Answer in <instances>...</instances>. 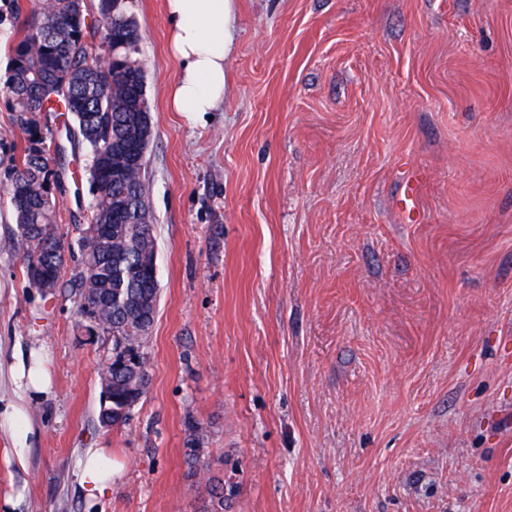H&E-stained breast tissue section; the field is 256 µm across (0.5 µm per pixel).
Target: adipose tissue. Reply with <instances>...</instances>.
Masks as SVG:
<instances>
[{"label": "adipose tissue", "mask_w": 512, "mask_h": 512, "mask_svg": "<svg viewBox=\"0 0 512 512\" xmlns=\"http://www.w3.org/2000/svg\"><path fill=\"white\" fill-rule=\"evenodd\" d=\"M168 49L178 65L175 82L168 90L171 111H215L224 100V60L233 45L235 0H166ZM0 377L6 378L14 396L0 405V429L8 432L15 460L26 466L34 426L30 407L52 387L48 355L44 349L12 354L0 360ZM117 468L99 448H88L80 461V485L90 499L104 497L112 489Z\"/></svg>", "instance_id": "adipose-tissue-1"}]
</instances>
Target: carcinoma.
I'll return each instance as SVG.
<instances>
[{"label":"carcinoma","instance_id":"carcinoma-1","mask_svg":"<svg viewBox=\"0 0 512 512\" xmlns=\"http://www.w3.org/2000/svg\"><path fill=\"white\" fill-rule=\"evenodd\" d=\"M133 0H107L90 24L77 28L72 20L83 4L79 0L30 2L31 21L9 45V63L0 75L5 103L17 113L26 135L23 156L6 172L4 189L10 196L13 240L22 250L27 278L36 265L62 269L45 253V243L61 242L62 222L57 193L63 189L65 168L47 169L41 157V136L36 106L50 115L70 112L73 138L89 157L88 182L93 196L87 224H100L102 245L88 251L79 236L69 247L77 249L75 274L78 314L100 333L112 337V348L138 350L139 361H114L101 370L102 389L112 390V408L125 407L112 425L131 420V411L147 392L150 358L146 352L157 315L159 288L155 259L156 238L145 179L146 160L126 168L115 180L109 160L130 142L148 151L153 140L146 72L140 60L142 34L132 11ZM98 49L113 55L103 67ZM207 435L195 421L186 423L182 448L186 477L204 479L206 496L199 512H224V479L210 473Z\"/></svg>","mask_w":512,"mask_h":512}]
</instances>
